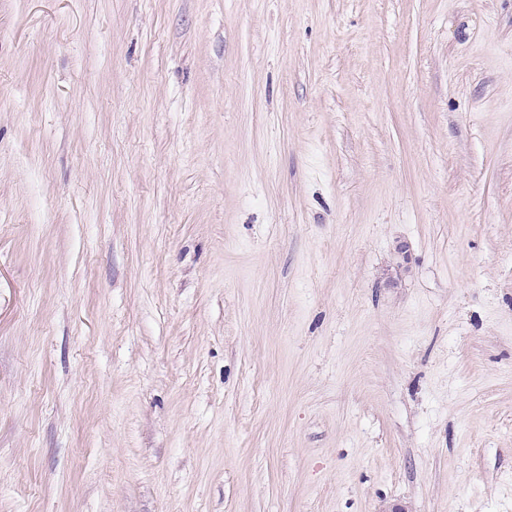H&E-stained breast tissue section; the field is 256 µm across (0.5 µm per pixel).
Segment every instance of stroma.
<instances>
[{"label": "stroma", "mask_w": 512, "mask_h": 512, "mask_svg": "<svg viewBox=\"0 0 512 512\" xmlns=\"http://www.w3.org/2000/svg\"><path fill=\"white\" fill-rule=\"evenodd\" d=\"M0 512H512V0H0Z\"/></svg>", "instance_id": "stroma-1"}]
</instances>
